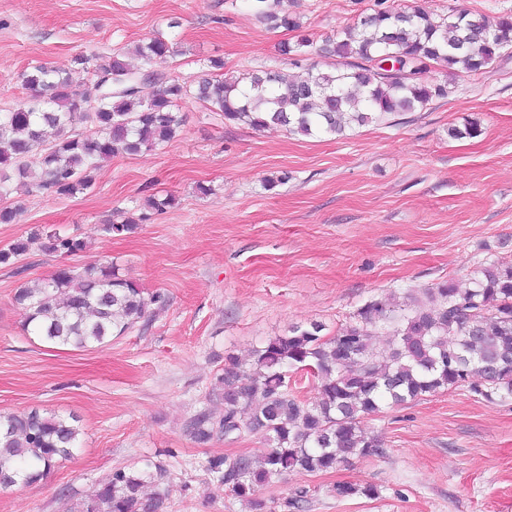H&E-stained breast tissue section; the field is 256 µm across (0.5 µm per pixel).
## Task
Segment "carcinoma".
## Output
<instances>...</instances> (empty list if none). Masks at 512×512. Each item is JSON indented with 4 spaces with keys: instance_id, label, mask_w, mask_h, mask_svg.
Masks as SVG:
<instances>
[{
    "instance_id": "obj_1",
    "label": "carcinoma",
    "mask_w": 512,
    "mask_h": 512,
    "mask_svg": "<svg viewBox=\"0 0 512 512\" xmlns=\"http://www.w3.org/2000/svg\"><path fill=\"white\" fill-rule=\"evenodd\" d=\"M258 18L272 29L296 33L280 47L289 64L302 69L293 77L275 66L224 75V62L209 60L219 74L195 81L166 72H149L175 53L158 33L135 46L140 67L120 53L74 58L78 70L94 68L101 86L95 94H75L71 74L37 65L21 74L31 98L0 112V224H11L16 209L4 200L27 186L31 167L41 170L37 188L55 196L90 189L94 173L112 157L137 155L171 141L184 123L179 104L193 96L230 123L253 128H284L290 133L342 135L353 126L380 122L398 112H414L447 94L442 83L426 78L443 69L480 73L502 53L512 51V14L489 17L458 10L434 18L425 10L381 7L326 40L323 50L339 58L331 71L310 62L314 42L300 17L276 10L280 0H254ZM90 133L73 130L76 121ZM144 216L121 212L104 226L112 236L134 232ZM43 250L75 255L86 242L56 232L34 233L0 249V265H11L33 241ZM15 302L28 314L37 335L58 346L86 349L121 336L161 301L145 295L111 266L89 264L76 271L58 268L50 278L20 288ZM402 305L372 299L355 321L331 333L320 322L293 325L266 340L250 360L226 357L228 365L212 391L224 404L217 417L199 413L191 436L198 443L215 437L233 441L262 433L271 442L256 464L247 456L208 461L213 481L251 512H274L257 491L293 470L327 472L353 457L384 453L381 441L363 430L364 419L389 402L402 405L441 390H468L488 402L512 395V263L479 266L468 282L447 280L410 293ZM388 336L381 349L374 344ZM311 379L316 395L302 401L290 388L295 376ZM80 429L73 422L36 408L0 415V489L32 482L73 455ZM166 469L117 468L76 512H166ZM154 487V493L145 489ZM338 497H379L373 486L338 483ZM307 498L296 489L276 502L294 512Z\"/></svg>"
}]
</instances>
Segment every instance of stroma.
Wrapping results in <instances>:
<instances>
[{
  "mask_svg": "<svg viewBox=\"0 0 512 512\" xmlns=\"http://www.w3.org/2000/svg\"><path fill=\"white\" fill-rule=\"evenodd\" d=\"M445 15L454 9L512 13V0H386ZM323 40L370 12L375 0H282ZM165 33L176 52L162 68L192 78L209 60L225 73L287 67L272 31L245 0H0V109L26 97L20 75L42 64L72 67L75 56L131 50ZM446 97L400 112L346 137L291 135L226 122L187 98L185 123L162 147L119 155L72 197L20 192L14 223L0 224V248L41 230L83 239L61 256L32 245L0 266V414L32 408L77 417L79 446L41 480L0 489V512H74L116 467L162 463L171 472L168 512H249L212 483L215 457L261 459L267 439L248 433L196 443L189 423L220 412L208 393L227 355L289 326L351 322L374 297L404 300L410 289L476 267L512 261V56L482 74L447 77ZM477 122L475 138L451 127ZM284 176L267 188L266 180ZM211 187L200 194L199 185ZM174 197L135 233L103 226L144 198ZM111 262L145 293L161 294L145 318L106 344L76 350L42 341L15 292L58 267ZM365 430L382 456L355 458L329 473L291 472L260 490L279 500L309 490L303 512H512V400L490 403L445 390L369 416ZM341 482L372 485L379 498H337Z\"/></svg>",
  "mask_w": 512,
  "mask_h": 512,
  "instance_id": "stroma-1",
  "label": "stroma"
}]
</instances>
